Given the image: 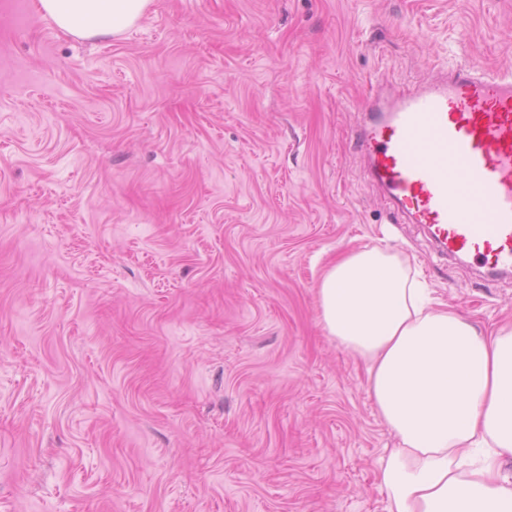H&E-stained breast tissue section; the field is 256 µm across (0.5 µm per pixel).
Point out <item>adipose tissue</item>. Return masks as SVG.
<instances>
[{"label": "adipose tissue", "instance_id": "obj_1", "mask_svg": "<svg viewBox=\"0 0 512 512\" xmlns=\"http://www.w3.org/2000/svg\"><path fill=\"white\" fill-rule=\"evenodd\" d=\"M151 0H38L64 32L134 26ZM326 335L366 367L368 393L400 441L379 465L389 512H512V327L479 330L431 307L399 256L341 255L318 288Z\"/></svg>", "mask_w": 512, "mask_h": 512}]
</instances>
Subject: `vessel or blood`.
<instances>
[{"label":"vessel or blood","mask_w":512,"mask_h":512,"mask_svg":"<svg viewBox=\"0 0 512 512\" xmlns=\"http://www.w3.org/2000/svg\"><path fill=\"white\" fill-rule=\"evenodd\" d=\"M369 110L357 149L400 210L448 254L512 270V75L456 68Z\"/></svg>","instance_id":"obj_1"}]
</instances>
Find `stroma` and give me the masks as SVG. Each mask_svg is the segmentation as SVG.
I'll return each instance as SVG.
<instances>
[{
    "mask_svg": "<svg viewBox=\"0 0 512 512\" xmlns=\"http://www.w3.org/2000/svg\"><path fill=\"white\" fill-rule=\"evenodd\" d=\"M470 63L512 73V0H152L95 40L0 0V512H388L318 288L375 246L512 323L352 135Z\"/></svg>",
    "mask_w": 512,
    "mask_h": 512,
    "instance_id": "1",
    "label": "stroma"
}]
</instances>
